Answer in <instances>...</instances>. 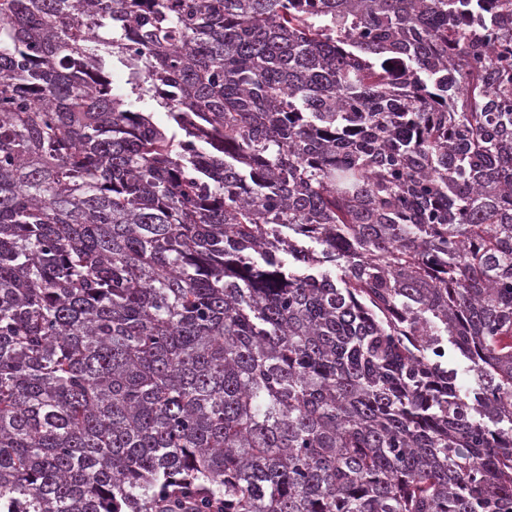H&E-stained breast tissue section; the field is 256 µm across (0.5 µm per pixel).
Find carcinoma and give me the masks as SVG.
I'll use <instances>...</instances> for the list:
<instances>
[{
    "label": "carcinoma",
    "instance_id": "cac0c4a2",
    "mask_svg": "<svg viewBox=\"0 0 512 512\" xmlns=\"http://www.w3.org/2000/svg\"><path fill=\"white\" fill-rule=\"evenodd\" d=\"M184 498L512 512V0H0V512Z\"/></svg>",
    "mask_w": 512,
    "mask_h": 512
}]
</instances>
